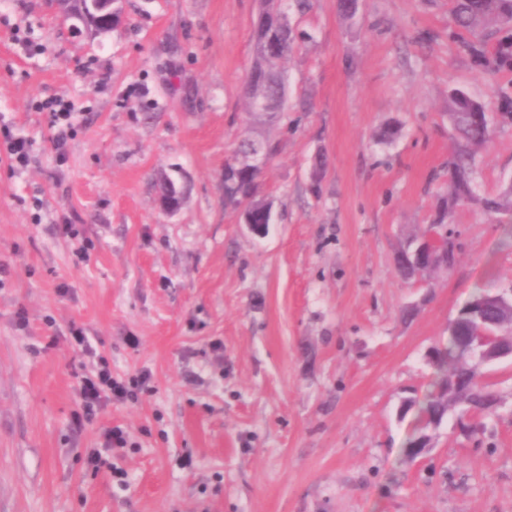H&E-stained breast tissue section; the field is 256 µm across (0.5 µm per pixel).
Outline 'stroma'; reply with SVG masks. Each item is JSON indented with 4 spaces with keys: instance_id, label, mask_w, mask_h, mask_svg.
<instances>
[{
    "instance_id": "1",
    "label": "stroma",
    "mask_w": 512,
    "mask_h": 512,
    "mask_svg": "<svg viewBox=\"0 0 512 512\" xmlns=\"http://www.w3.org/2000/svg\"><path fill=\"white\" fill-rule=\"evenodd\" d=\"M262 6L114 0L99 32L50 0L0 5V127L30 153L21 169L0 148V512H512L511 360L481 369L501 405L478 435L447 420L403 451L418 428L403 403L423 399L449 321L512 288V215L480 204L512 186V125L496 121L512 73L488 79L458 51L449 0L289 11L288 108L262 173L274 220L257 236L224 205V165L257 134L243 83ZM454 89L495 121L469 202L447 190ZM53 97L74 114L61 152ZM166 179L185 195L173 213ZM439 219L453 267L403 278L397 256ZM73 325L113 373L152 374L93 427L74 423ZM104 426L128 444L94 473Z\"/></svg>"
}]
</instances>
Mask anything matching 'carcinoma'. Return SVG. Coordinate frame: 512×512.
<instances>
[{"label": "carcinoma", "instance_id": "cac0c4a2", "mask_svg": "<svg viewBox=\"0 0 512 512\" xmlns=\"http://www.w3.org/2000/svg\"><path fill=\"white\" fill-rule=\"evenodd\" d=\"M77 16L95 29L110 30L112 24L106 11L97 10L90 0H77ZM284 10L283 3L260 13L254 30V64L249 76L263 80V93L277 101L281 109L287 106L285 63L295 37L280 27L276 16ZM449 37L460 51L479 59L486 73L496 76L512 70V0H451ZM448 118L458 138L460 149L449 162V183L453 196L458 200L473 197L471 168L468 149L488 140L491 123L482 106L466 93L453 90L448 96ZM254 140H244L224 174V205L235 210L243 202L252 208L256 224H270L273 216L259 206L262 201L260 174L250 162ZM483 209L490 215L512 213V187L501 196L482 200ZM436 376L425 399L418 403L409 401L408 408L417 409L420 420L437 416L444 419L448 410L443 403V388L448 369L464 373L469 365L465 353L457 342L450 340L436 349Z\"/></svg>", "mask_w": 512, "mask_h": 512}]
</instances>
